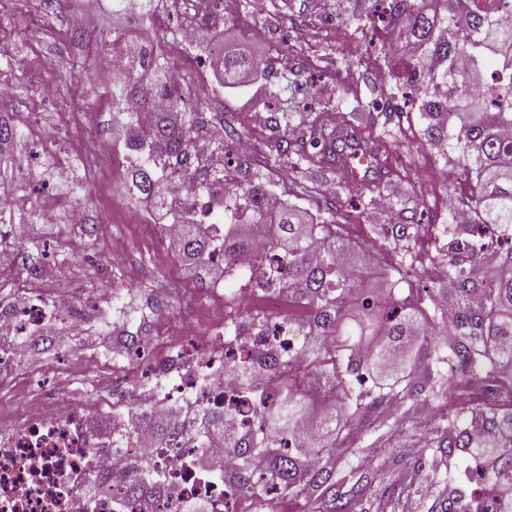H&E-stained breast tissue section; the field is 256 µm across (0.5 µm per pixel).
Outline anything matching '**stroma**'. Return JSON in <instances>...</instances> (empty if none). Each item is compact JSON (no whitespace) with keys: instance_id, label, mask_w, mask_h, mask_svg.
<instances>
[{"instance_id":"stroma-1","label":"stroma","mask_w":512,"mask_h":512,"mask_svg":"<svg viewBox=\"0 0 512 512\" xmlns=\"http://www.w3.org/2000/svg\"><path fill=\"white\" fill-rule=\"evenodd\" d=\"M161 6L166 25H142L146 39L197 28L194 45L175 53L199 93L193 137L209 145L192 169L196 181L232 165L240 182L264 183L288 203L335 221L352 245L381 244L367 287H376L407 250L419 279L445 265L452 229L470 221L472 179L462 162L439 156L432 145L416 106L421 90H413L412 102L397 104L401 120L372 117L374 103L390 92L391 69L407 56L386 35L382 0H161ZM115 25L111 11L87 13L82 0H0V46L10 55L9 64L0 63V81L12 86L0 118L20 132L0 147V190L16 200L9 224L0 228V304L28 287L29 270L39 264L48 279L72 281L91 330L71 351L29 338L31 356L15 385L0 388L5 420L14 405L53 388L91 400L108 387L113 398L133 404V389L112 384L113 370L126 364L119 350L128 331L144 322L147 303L161 297L168 315L158 331L166 343L182 344L183 326L204 294L183 261L160 248V221L146 220L137 197L101 162L121 115L111 85L86 83L85 74L103 67V58L88 49ZM260 26L273 28V37L255 41ZM227 49L260 59V71L225 87L212 62ZM254 111L279 112L288 121L243 124V114ZM357 115V136L391 158L381 177L358 183L340 160L298 158L295 147L310 134L330 133L333 121ZM275 139L291 142L292 152L270 156L267 145ZM60 163L89 186L87 226H46L32 218L45 205L73 206L70 181L53 176ZM337 201L342 209L328 211L327 203ZM411 219L417 235L408 248L385 239L389 225ZM115 240L125 243L123 262L106 270L92 263ZM105 278L112 283L108 299L95 294Z\"/></svg>"}]
</instances>
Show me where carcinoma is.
Masks as SVG:
<instances>
[{
  "label": "carcinoma",
  "instance_id": "1",
  "mask_svg": "<svg viewBox=\"0 0 512 512\" xmlns=\"http://www.w3.org/2000/svg\"><path fill=\"white\" fill-rule=\"evenodd\" d=\"M110 2L112 16L121 20L112 30V44L132 61L112 85V105L136 100L147 108L141 83L149 78L162 87L166 62L150 42L130 38L129 31L154 16L159 0H144L136 19L126 16V0ZM387 12L400 19L408 43L441 64L434 70L406 65V82L452 87L442 100L422 98L420 107L430 120L429 133L447 143L473 175L472 221L462 226L463 233L495 230L503 242L490 273L485 253H459L450 245L441 275L405 297L401 284L409 281L412 268L401 261L380 297L363 286L368 254L345 243L336 225L277 207L259 183L230 184L225 194L233 205L224 206V223L246 218L266 234L259 275L268 289L288 294L291 305L302 309L289 325L296 350L266 366L273 389L253 406L255 431L240 435L233 415L213 417L224 425V447L238 459L236 491L258 505L272 491L282 497L308 487L330 512H351L354 500L367 495L386 498L390 512H405L395 489L405 476L376 482L364 474L362 462L378 460L399 437L413 440L422 407L428 409L427 436L414 440L405 465L414 472L431 470L429 486L448 512H463L452 473L462 453L474 461L479 479L512 488V412L480 410L470 416L448 399L450 359L460 387L474 379L512 384V143L502 138L512 129V68L505 67L512 62V32L469 10L468 0H391ZM488 58L502 74L495 104L464 93ZM221 66L224 86L234 87L257 71L260 61L228 51ZM197 116L182 96L170 102L157 116L152 147L131 166L127 181L133 194L187 220L179 255L197 258L203 281L209 277L210 236L189 219L207 186L187 173L185 198L162 196L164 161L187 155ZM310 147L371 155L352 136L328 143L313 137ZM253 250L243 230L224 233V252ZM252 455L269 460L257 478L249 470Z\"/></svg>",
  "mask_w": 512,
  "mask_h": 512
}]
</instances>
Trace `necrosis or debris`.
Instances as JSON below:
<instances>
[{
  "instance_id": "necrosis-or-debris-1",
  "label": "necrosis or debris",
  "mask_w": 512,
  "mask_h": 512,
  "mask_svg": "<svg viewBox=\"0 0 512 512\" xmlns=\"http://www.w3.org/2000/svg\"><path fill=\"white\" fill-rule=\"evenodd\" d=\"M211 188L195 203V221L210 231L214 265H229L242 280L233 305L287 308L286 297L253 288L257 257L240 253L225 259L223 178L213 179ZM30 278L32 288L0 304V386L14 383L29 357L26 337L60 340L68 332L84 333L82 303L71 288L62 281L41 287L38 268ZM223 295L221 285L207 289L201 312L188 327L190 345L170 347L147 371L129 366L113 373L115 383L135 389V408L113 402L106 390L93 402L39 396L12 416L0 428V512H141L144 501L132 489L147 480L157 483L153 512H185L193 501L206 502L210 512H238L237 462L226 457L223 432L203 425L210 412L229 409L241 432L253 430V396L244 391L239 374L225 371L224 357L264 364L287 354L295 339L284 321L274 331L250 325L239 336H225V316L211 312L213 300ZM99 414L117 420L110 439L92 425ZM162 416L168 428L161 436L154 424ZM91 483L98 485L97 493L88 492Z\"/></svg>"
}]
</instances>
